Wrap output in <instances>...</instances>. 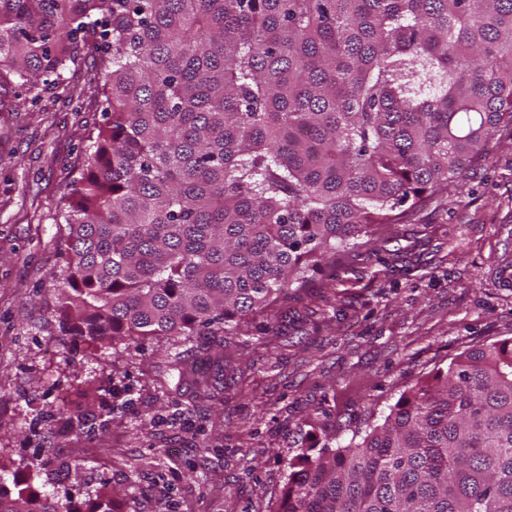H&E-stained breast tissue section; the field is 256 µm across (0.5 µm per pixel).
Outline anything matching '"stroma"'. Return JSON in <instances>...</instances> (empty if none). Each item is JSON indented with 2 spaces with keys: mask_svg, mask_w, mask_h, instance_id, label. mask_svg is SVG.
<instances>
[{
  "mask_svg": "<svg viewBox=\"0 0 512 512\" xmlns=\"http://www.w3.org/2000/svg\"><path fill=\"white\" fill-rule=\"evenodd\" d=\"M81 56L67 90L0 112V481L82 504L101 487L121 512H276L287 460L346 446L400 395L468 347L512 337V128L465 173L463 195L430 197L376 247L336 256L228 341L216 372L205 343L157 336L92 351L63 335L53 276L73 192L103 125ZM208 384L180 378L167 355ZM67 398L76 422L46 414Z\"/></svg>",
  "mask_w": 512,
  "mask_h": 512,
  "instance_id": "1",
  "label": "stroma"
}]
</instances>
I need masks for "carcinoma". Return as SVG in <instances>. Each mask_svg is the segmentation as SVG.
Returning a JSON list of instances; mask_svg holds the SVG:
<instances>
[{"label":"carcinoma","mask_w":512,"mask_h":512,"mask_svg":"<svg viewBox=\"0 0 512 512\" xmlns=\"http://www.w3.org/2000/svg\"><path fill=\"white\" fill-rule=\"evenodd\" d=\"M101 41L57 316L99 349L227 336L512 125V0H0V90ZM277 512H512V338L416 382L354 446L288 460ZM0 512H118L0 483Z\"/></svg>","instance_id":"obj_1"}]
</instances>
